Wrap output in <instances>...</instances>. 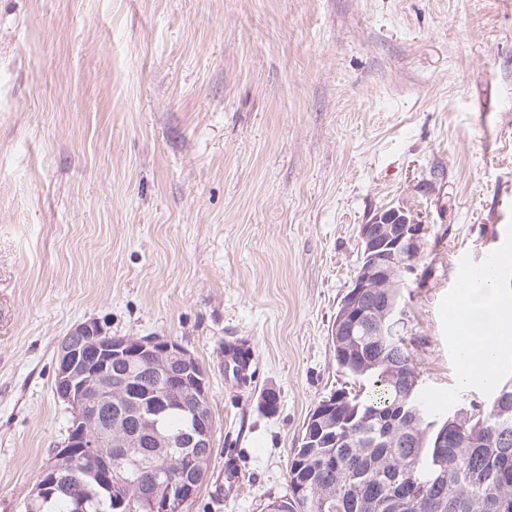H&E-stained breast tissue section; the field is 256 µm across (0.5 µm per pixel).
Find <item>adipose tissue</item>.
<instances>
[{"label": "adipose tissue", "instance_id": "1", "mask_svg": "<svg viewBox=\"0 0 512 512\" xmlns=\"http://www.w3.org/2000/svg\"><path fill=\"white\" fill-rule=\"evenodd\" d=\"M459 317L477 344L476 350L462 359L464 375L476 372L486 381H493L494 361L501 348L512 342V309L501 304L497 289L475 279L463 294Z\"/></svg>", "mask_w": 512, "mask_h": 512}]
</instances>
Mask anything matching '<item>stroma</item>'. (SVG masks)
Masks as SVG:
<instances>
[{
  "label": "stroma",
  "instance_id": "stroma-1",
  "mask_svg": "<svg viewBox=\"0 0 512 512\" xmlns=\"http://www.w3.org/2000/svg\"><path fill=\"white\" fill-rule=\"evenodd\" d=\"M399 205L426 227L406 290L421 393L441 416L486 403L448 317L489 256L512 293V0H0V512H25L64 444L56 352L91 318L206 370L188 512L286 498L346 380L331 327L360 226ZM235 342L246 385L224 374Z\"/></svg>",
  "mask_w": 512,
  "mask_h": 512
}]
</instances>
